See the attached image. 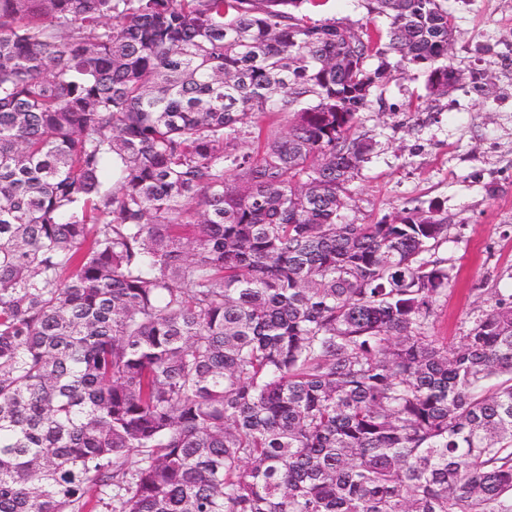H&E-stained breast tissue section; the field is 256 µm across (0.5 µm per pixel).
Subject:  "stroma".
Returning a JSON list of instances; mask_svg holds the SVG:
<instances>
[{
	"instance_id": "stroma-1",
	"label": "stroma",
	"mask_w": 512,
	"mask_h": 512,
	"mask_svg": "<svg viewBox=\"0 0 512 512\" xmlns=\"http://www.w3.org/2000/svg\"><path fill=\"white\" fill-rule=\"evenodd\" d=\"M453 18L450 64L478 68L485 93L470 82L448 96L427 94L422 75L409 71L385 86L381 99L357 115L356 130L370 138L366 162L346 210L354 224L395 218L412 208L435 209L450 225L439 257L452 283L431 327L455 346L466 334L488 288L512 289V0H443ZM314 20L384 27L364 0L302 4Z\"/></svg>"
}]
</instances>
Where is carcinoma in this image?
Wrapping results in <instances>:
<instances>
[{"instance_id":"cac0c4a2","label":"carcinoma","mask_w":512,"mask_h":512,"mask_svg":"<svg viewBox=\"0 0 512 512\" xmlns=\"http://www.w3.org/2000/svg\"><path fill=\"white\" fill-rule=\"evenodd\" d=\"M303 2L0 0V512H512V291L450 348L447 218L339 222L451 16ZM323 5L313 7L303 3L300 12L314 20L335 19L336 21L367 23L370 27L383 28L387 19L383 16L368 15L364 0H322Z\"/></svg>"}]
</instances>
